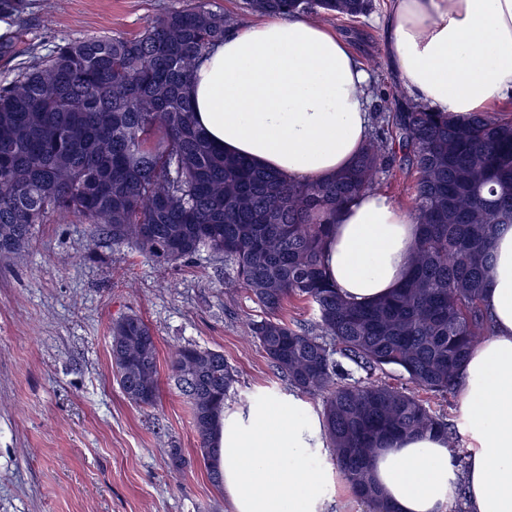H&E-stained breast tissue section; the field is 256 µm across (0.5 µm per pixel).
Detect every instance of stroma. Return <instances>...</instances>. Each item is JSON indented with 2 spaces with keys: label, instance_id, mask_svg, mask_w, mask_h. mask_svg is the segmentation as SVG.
I'll return each instance as SVG.
<instances>
[{
  "label": "stroma",
  "instance_id": "obj_1",
  "mask_svg": "<svg viewBox=\"0 0 512 512\" xmlns=\"http://www.w3.org/2000/svg\"><path fill=\"white\" fill-rule=\"evenodd\" d=\"M358 21L331 20L372 76L374 92L400 89L379 21L387 0ZM191 0H0V87L58 44L140 32ZM82 218L47 215L27 245L0 259V512H233L196 454L189 404L170 374L175 347L221 351L239 383L225 409L285 398L247 325L260 308L224 285V260L203 250L178 265L94 235ZM140 316L158 347L160 400L140 407L112 373V322ZM181 449L183 469L167 451ZM324 512H366L331 456Z\"/></svg>",
  "mask_w": 512,
  "mask_h": 512
}]
</instances>
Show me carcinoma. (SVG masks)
Instances as JSON below:
<instances>
[{
	"mask_svg": "<svg viewBox=\"0 0 512 512\" xmlns=\"http://www.w3.org/2000/svg\"><path fill=\"white\" fill-rule=\"evenodd\" d=\"M268 15L354 19L371 0H246ZM229 16L196 0L151 19L134 37L69 41L44 64L0 88V225L26 244L50 212L78 214L149 259L177 264L203 249L224 256L229 288L263 312L251 337L299 395L321 399L324 438L343 476L372 512H392L368 480L373 452L407 436L444 437L457 461L468 454L443 417L419 397L454 395L469 352L491 334L483 308L492 240L512 225V119L474 112L456 118L396 91L375 105L376 131L344 174L294 183L217 150L195 125L186 86L197 62L224 39ZM417 174L411 212L419 226L414 261L389 296L345 300L327 278L322 252L336 214L381 175ZM303 301L314 318L291 323ZM112 341L122 391L134 360L157 368L155 336L127 315ZM214 350L175 348L171 370L187 398L197 453L218 481L217 436L238 374ZM365 376L356 378L343 361ZM392 370L394 387L376 378ZM158 378L138 399L153 407Z\"/></svg>",
	"mask_w": 512,
	"mask_h": 512,
	"instance_id": "carcinoma-1",
	"label": "carcinoma"
}]
</instances>
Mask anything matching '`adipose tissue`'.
<instances>
[{
    "label": "adipose tissue",
    "instance_id": "adipose-tissue-1",
    "mask_svg": "<svg viewBox=\"0 0 512 512\" xmlns=\"http://www.w3.org/2000/svg\"><path fill=\"white\" fill-rule=\"evenodd\" d=\"M384 54L416 102L458 116L512 94V0H387ZM370 74L347 42L307 15L229 27L188 84L194 117L226 154L291 182L348 169L371 130ZM418 226L388 194L363 191L341 211L322 263L347 299L388 295L408 274ZM483 304L492 334L461 370L470 454L412 437L378 450L371 479L395 512H447L456 478L471 512H512V226L498 231ZM221 486L234 512H323V422L297 398L225 415Z\"/></svg>",
    "mask_w": 512,
    "mask_h": 512
}]
</instances>
